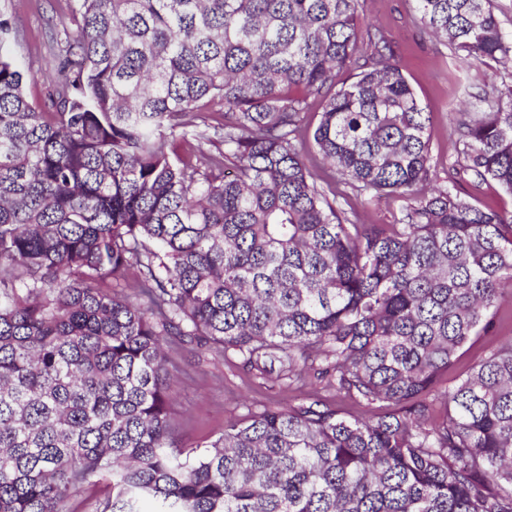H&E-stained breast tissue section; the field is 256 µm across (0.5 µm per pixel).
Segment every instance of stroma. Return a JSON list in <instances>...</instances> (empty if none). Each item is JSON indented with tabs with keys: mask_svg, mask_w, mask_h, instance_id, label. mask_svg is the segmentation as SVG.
I'll return each instance as SVG.
<instances>
[{
	"mask_svg": "<svg viewBox=\"0 0 512 512\" xmlns=\"http://www.w3.org/2000/svg\"><path fill=\"white\" fill-rule=\"evenodd\" d=\"M75 5L76 0H0V13L15 29L13 58L28 78L27 97L37 110L47 108L44 80L54 65L52 39L72 32L69 18ZM357 22L393 48L402 74L430 112L431 165L438 176H445L456 157L449 107L464 106L468 92L501 85L502 67L491 60L463 65L448 46L424 30L410 0H360ZM399 206L391 195L370 200L353 191L343 204L362 224L392 223ZM169 357L179 377L174 428L187 448L217 437L225 425L262 405L294 404L305 392L298 383L246 375L224 358L189 343L174 347Z\"/></svg>",
	"mask_w": 512,
	"mask_h": 512,
	"instance_id": "obj_1",
	"label": "stroma"
}]
</instances>
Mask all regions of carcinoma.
Instances as JSON below:
<instances>
[{
  "mask_svg": "<svg viewBox=\"0 0 512 512\" xmlns=\"http://www.w3.org/2000/svg\"><path fill=\"white\" fill-rule=\"evenodd\" d=\"M77 2L47 112L0 17V512H66L97 484L102 512H512V211L457 190L512 195V85L453 113L456 161L426 192L427 112L359 0ZM411 2L512 79L492 0ZM344 186L404 205L356 224ZM186 341L377 412L313 389L187 450L167 354ZM459 189L462 195L470 196V200L484 208L494 210H511L512 197L505 193L495 182L488 181L479 186L461 182ZM489 339L483 338L477 341L465 354L461 362L456 364L453 369L448 372V381L444 383V386L452 385L453 377L460 373L465 367L471 366L478 362L486 353V349L489 345Z\"/></svg>",
  "mask_w": 512,
  "mask_h": 512,
  "instance_id": "cac0c4a2",
  "label": "carcinoma"
}]
</instances>
